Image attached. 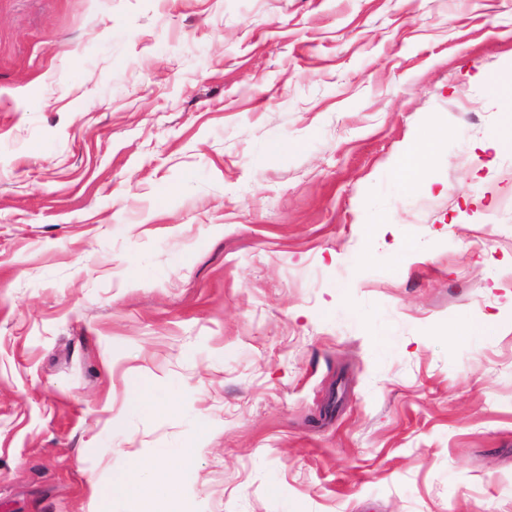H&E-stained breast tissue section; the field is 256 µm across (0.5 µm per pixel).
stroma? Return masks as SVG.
I'll list each match as a JSON object with an SVG mask.
<instances>
[{
	"label": "stroma",
	"mask_w": 512,
	"mask_h": 512,
	"mask_svg": "<svg viewBox=\"0 0 512 512\" xmlns=\"http://www.w3.org/2000/svg\"><path fill=\"white\" fill-rule=\"evenodd\" d=\"M489 80L512 0H0V512H512ZM433 151L431 147L417 143L395 161L391 174L399 182L411 188L425 177ZM152 466L149 462H144L133 467L128 473L117 477L113 482L112 493L114 495H135L146 497L153 492L149 484L144 483L140 475ZM111 493V494H112Z\"/></svg>",
	"instance_id": "35a3bbf8"
}]
</instances>
